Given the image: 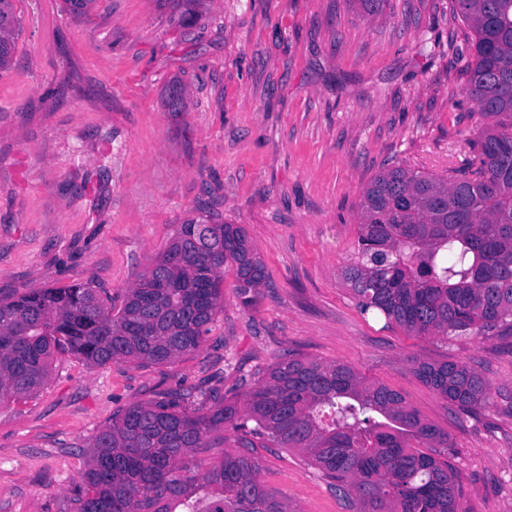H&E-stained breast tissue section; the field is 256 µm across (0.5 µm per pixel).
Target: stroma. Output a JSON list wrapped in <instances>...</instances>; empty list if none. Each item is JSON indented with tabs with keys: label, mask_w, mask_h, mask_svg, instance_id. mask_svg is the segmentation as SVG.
I'll use <instances>...</instances> for the list:
<instances>
[{
	"label": "stroma",
	"mask_w": 512,
	"mask_h": 512,
	"mask_svg": "<svg viewBox=\"0 0 512 512\" xmlns=\"http://www.w3.org/2000/svg\"><path fill=\"white\" fill-rule=\"evenodd\" d=\"M0 71V296L90 283L120 304L177 225H244L267 272L207 340L167 364L55 355L33 395L0 404V512H70L91 439L135 403L198 385L240 399L281 356L351 366L447 432L464 512H512V335L447 342L361 315L342 277L363 190L403 166L463 167L481 117L452 0H14ZM180 81L183 111L168 89ZM465 362L486 407L455 412L415 374ZM255 456L295 512H354L298 451Z\"/></svg>",
	"instance_id": "1"
}]
</instances>
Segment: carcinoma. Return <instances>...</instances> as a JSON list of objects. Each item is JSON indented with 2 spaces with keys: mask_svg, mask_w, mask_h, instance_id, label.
<instances>
[{
  "mask_svg": "<svg viewBox=\"0 0 512 512\" xmlns=\"http://www.w3.org/2000/svg\"><path fill=\"white\" fill-rule=\"evenodd\" d=\"M473 32L468 94L488 120L467 171L435 176L405 167L363 192L357 252L343 282L363 315L414 336L487 339L512 332V0H454ZM13 0H0V70L13 59ZM246 294L265 267L240 224L177 225L122 303L90 283L0 298V403L47 380L52 357L91 366L172 363L198 349L224 308V270ZM416 376L452 410L484 405L489 383L471 365L422 363ZM136 403L89 444L71 512H293L260 479L254 439L306 454L363 512H463L448 433L400 393L340 363L292 355L228 401L194 388ZM254 426H248V423ZM238 433L235 448L202 475L189 457Z\"/></svg>",
  "mask_w": 512,
  "mask_h": 512,
  "instance_id": "cac0c4a2",
  "label": "carcinoma"
}]
</instances>
